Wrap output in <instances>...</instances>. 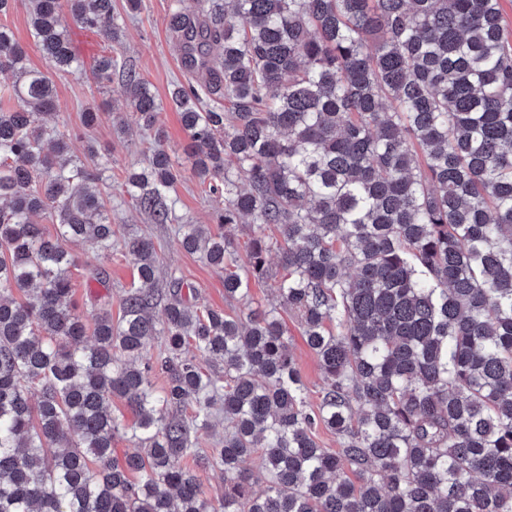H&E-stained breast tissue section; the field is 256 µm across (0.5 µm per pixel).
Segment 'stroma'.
<instances>
[{
	"instance_id": "stroma-1",
	"label": "stroma",
	"mask_w": 512,
	"mask_h": 512,
	"mask_svg": "<svg viewBox=\"0 0 512 512\" xmlns=\"http://www.w3.org/2000/svg\"><path fill=\"white\" fill-rule=\"evenodd\" d=\"M174 0H141L138 13L126 18L119 41L108 42L99 34L68 24L67 31L82 69L78 72L52 70L31 35L27 0H15L12 8L0 13V26H8L26 51V65L47 73L54 89L58 116L53 125L69 140L72 159L91 165L101 164V177L96 184L116 223L126 232L150 238L155 246L161 269L158 289L167 294L170 277L180 278L195 303L236 315L247 309L267 310L276 306L273 289L283 270L277 256H270L271 279L253 284L249 302L229 301L224 297V273L207 264L199 254L185 251L179 244L176 227L152 223L148 215L136 207L123 193L128 171L144 167L150 153L148 131L138 122H130L121 130L116 118L128 114L121 68L133 69L151 86L160 102L155 125L165 133L163 146L170 155L178 178L171 193L175 214L181 221L213 225L215 205L206 197L202 185L191 174L186 154L188 135L180 114L170 100L173 84L195 80V73L182 63V51L168 32L169 15ZM110 56L119 66L111 84L97 85L91 70L97 58ZM99 108L102 116L93 127H85L83 114ZM74 258L69 269L73 294L71 303L85 322H92L100 306H107L113 316H120L126 292L135 281V266L122 246L103 251L88 244L68 246ZM280 319L288 333V343L306 388L310 405L320 402L323 381L316 355L308 348L297 319L281 311Z\"/></svg>"
}]
</instances>
